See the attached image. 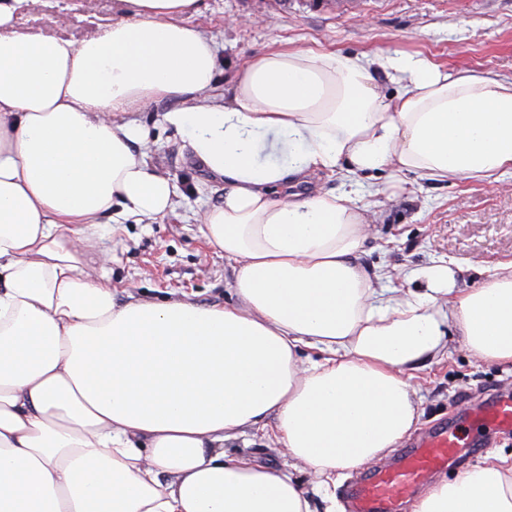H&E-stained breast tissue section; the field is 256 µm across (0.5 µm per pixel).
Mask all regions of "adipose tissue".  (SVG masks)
<instances>
[{
	"instance_id": "ef3b65f1",
	"label": "adipose tissue",
	"mask_w": 512,
	"mask_h": 512,
	"mask_svg": "<svg viewBox=\"0 0 512 512\" xmlns=\"http://www.w3.org/2000/svg\"><path fill=\"white\" fill-rule=\"evenodd\" d=\"M124 2L75 43L16 33L27 0H0V512H312L287 472L225 442L273 418L289 459L328 483L383 457L416 429L412 378L449 336L512 361V262L470 288L440 264L396 288L359 261L369 225L350 194L272 191L339 168L512 170V80L280 46L219 95L215 43L187 23L198 0ZM381 71L403 82L394 98ZM160 100L227 184L200 222L236 264L235 304L121 305L88 270L105 220L173 210L133 118ZM414 512H512V456L431 486Z\"/></svg>"
}]
</instances>
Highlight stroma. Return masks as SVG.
I'll return each mask as SVG.
<instances>
[{"instance_id":"1","label":"stroma","mask_w":512,"mask_h":512,"mask_svg":"<svg viewBox=\"0 0 512 512\" xmlns=\"http://www.w3.org/2000/svg\"><path fill=\"white\" fill-rule=\"evenodd\" d=\"M29 0L15 23L20 33L74 41L101 32L122 14L120 0ZM200 0L188 23L219 45V90L231 87L242 63L273 44L314 47L343 54H419L448 71H477L512 80V0ZM168 102L148 105L137 118L152 143L148 162L175 186V207L151 224H116L104 243L112 253L111 285L117 302L190 299L221 307L235 302L233 263L210 246L196 217L224 199L223 178L193 155L188 141L162 121ZM355 199L372 226L360 260L390 272L445 264L458 287L487 281L499 264L512 262V174L486 181H422L388 173L373 177L314 172L296 193L342 192ZM422 395L418 435L455 418L462 435L476 430L464 416L486 402L490 390L512 392V363L473 358L458 336L447 357L415 373ZM228 453L291 472L311 499L313 512L346 506V487L365 473L356 468L321 488L306 466H292L272 442L270 428L254 427L226 445Z\"/></svg>"}]
</instances>
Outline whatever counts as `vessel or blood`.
Masks as SVG:
<instances>
[{
    "label": "vessel or blood",
    "mask_w": 512,
    "mask_h": 512,
    "mask_svg": "<svg viewBox=\"0 0 512 512\" xmlns=\"http://www.w3.org/2000/svg\"><path fill=\"white\" fill-rule=\"evenodd\" d=\"M479 419L512 429V398L490 402ZM471 448V441L461 438L451 428L422 436L411 447L401 449L395 465L375 469L356 488L352 512H401L405 495L426 483L448 463L468 455Z\"/></svg>",
    "instance_id": "1"
}]
</instances>
